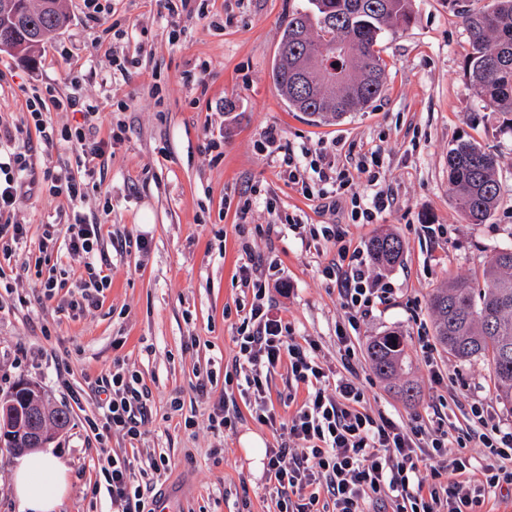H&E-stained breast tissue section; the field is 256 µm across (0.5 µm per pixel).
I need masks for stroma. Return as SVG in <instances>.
Here are the masks:
<instances>
[{
  "mask_svg": "<svg viewBox=\"0 0 512 512\" xmlns=\"http://www.w3.org/2000/svg\"><path fill=\"white\" fill-rule=\"evenodd\" d=\"M297 0H187L171 17L161 0H109L116 34L94 44L96 24L83 0H63L66 27L50 33L34 60L0 52V113L20 122L32 93L111 99L112 118L125 133L98 169L97 189L71 204L49 195L42 171L23 179L17 213L27 235L11 255L0 253V395L19 381L36 384L52 409L70 423L49 451L71 469L60 512H112L98 448L128 457L136 481L153 482L167 512H276L262 460L250 456L257 439L277 444V433L243 415L235 432L212 429L232 363V337L241 303L251 302L238 282L243 242L263 260H275L287 288L270 291L271 304L295 335L315 339L329 366L340 369L336 332L346 324L337 288L321 275L333 248L302 242L295 224L345 225L352 245L368 248L380 233L405 245L402 262L384 270L394 291L357 330H348L357 381L373 409L407 422L422 416L436 426L448 417L449 440L479 431L470 407H489L493 424L512 427V404L500 400L482 362H462L422 338L435 336L430 296L452 278L478 281L494 255L512 247V128L482 109L465 62L472 46L461 12L448 0H412L416 21L388 31L379 49L387 64L385 91L363 112L315 124L289 111L272 78L273 60ZM181 34H174V27ZM132 63L127 78L112 80L111 61ZM82 72L71 84L70 72ZM276 130L281 148L263 141ZM472 139L496 155L499 202L482 224L461 218L448 190V150ZM307 148L346 173L351 191L382 190L393 203L375 223L351 224L321 209L289 183L286 149ZM378 153L382 167L369 185L357 165ZM112 211L103 214L104 200ZM102 223L101 248L112 279L98 308L65 314L59 306L84 277L81 258L67 250L74 214ZM55 224L46 241V224ZM277 231L265 235L266 225ZM436 234H429L427 225ZM139 237L147 250L118 252ZM59 282L46 297L42 280ZM396 330L405 348L404 372L417 395L406 399L373 370L370 337ZM137 371L150 391L151 413L140 442L119 434L98 440L88 426L99 419L102 397L92 382L114 366ZM448 380L433 385L431 370ZM212 376L207 395L197 385ZM195 425L185 428V418ZM170 460L154 472L152 460Z\"/></svg>",
  "mask_w": 512,
  "mask_h": 512,
  "instance_id": "obj_1",
  "label": "stroma"
}]
</instances>
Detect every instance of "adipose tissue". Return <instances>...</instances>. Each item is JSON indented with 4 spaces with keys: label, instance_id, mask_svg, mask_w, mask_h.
<instances>
[{
    "label": "adipose tissue",
    "instance_id": "ef3b65f1",
    "mask_svg": "<svg viewBox=\"0 0 512 512\" xmlns=\"http://www.w3.org/2000/svg\"><path fill=\"white\" fill-rule=\"evenodd\" d=\"M13 488L20 512H57L69 489L68 468L52 453H29L13 471Z\"/></svg>",
    "mask_w": 512,
    "mask_h": 512
}]
</instances>
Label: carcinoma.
Segmentation results:
<instances>
[{
  "instance_id": "1",
  "label": "carcinoma",
  "mask_w": 512,
  "mask_h": 512,
  "mask_svg": "<svg viewBox=\"0 0 512 512\" xmlns=\"http://www.w3.org/2000/svg\"><path fill=\"white\" fill-rule=\"evenodd\" d=\"M45 8L18 0L27 28L18 34L21 59L63 28L68 17L60 0ZM416 20L411 0H303L288 14L272 79L288 106L311 121L327 123L360 112L382 95L386 63L377 49L384 33L407 28ZM473 52L465 65L482 97L483 110L512 116V0H493L485 11L463 13ZM335 47L336 67L321 74L326 53ZM496 156L478 143L458 141L448 150V184L455 205L469 224L484 223L496 209L500 187ZM403 242L379 235L369 244L371 261L394 266ZM440 345L460 361L481 360L491 370L499 397L512 403V248L500 250L483 272V285L466 279L448 281L431 298ZM373 369L395 380L403 364L401 336L392 331L366 347Z\"/></svg>"
}]
</instances>
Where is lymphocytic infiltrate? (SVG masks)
<instances>
[{
    "mask_svg": "<svg viewBox=\"0 0 512 512\" xmlns=\"http://www.w3.org/2000/svg\"><path fill=\"white\" fill-rule=\"evenodd\" d=\"M81 113L83 124L61 130L58 142L75 151L84 167L83 176L70 168L44 171L53 194L70 202L84 201L98 165L112 156L119 133L98 137L97 122L104 103L75 96L54 99ZM41 95L29 96L24 124L43 128V112L50 104ZM308 152L289 153V182L301 185L302 194L327 198L328 187L346 186L345 173L332 167L317 168L318 185L298 180ZM36 158L30 150H14L0 160V249L11 250L27 233L26 225L14 222L22 203L19 190ZM69 252L85 259L87 282L66 302L71 310L97 308L99 297L110 287L109 277L98 267V224L69 225ZM313 242L336 248L337 260L323 267L322 275L335 284L350 327H358L376 302L391 293L389 281L375 275L360 249L351 248L339 224L312 228ZM242 287L251 290L252 303L233 338L236 352L225 384L236 393L224 397L219 427L231 431L240 420V406H247L252 419L278 431L279 441L266 453L265 479L276 495L277 512H482L488 495L502 485H512V428L491 426L477 441L490 461L477 466L466 452L448 449V431L430 427L422 420L397 422L385 411H372L362 385L347 375L332 376L320 360L315 340L295 335L288 321L272 314L266 281L252 262L238 272ZM286 367L288 377L307 388L287 421H279L269 399L270 376ZM104 394L100 420L91 429L118 432L137 441L143 435L149 394L137 374L120 370L96 381ZM101 470L106 476L112 512H146L152 486L135 484L130 460L100 448Z\"/></svg>",
    "mask_w": 512,
    "mask_h": 512,
    "instance_id": "1",
    "label": "lymphocytic infiltrate"
}]
</instances>
